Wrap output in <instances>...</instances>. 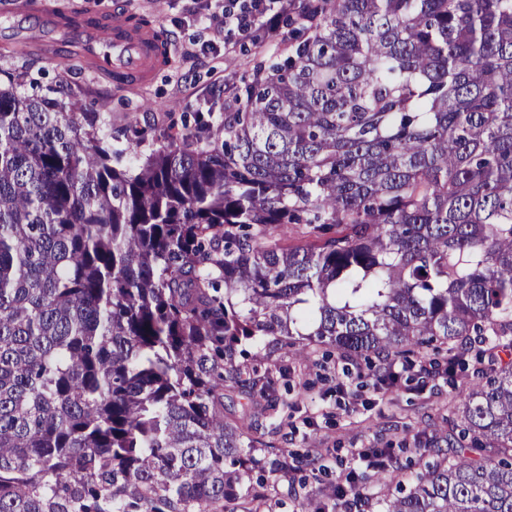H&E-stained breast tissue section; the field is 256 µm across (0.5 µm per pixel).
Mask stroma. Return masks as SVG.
Instances as JSON below:
<instances>
[{
    "instance_id": "obj_1",
    "label": "stroma",
    "mask_w": 512,
    "mask_h": 512,
    "mask_svg": "<svg viewBox=\"0 0 512 512\" xmlns=\"http://www.w3.org/2000/svg\"><path fill=\"white\" fill-rule=\"evenodd\" d=\"M132 11L149 18L173 40L169 65L155 73L145 86H116L107 72L85 69L69 55H46L39 45L24 40L16 24L22 0H0V83L8 74H24L43 93L64 106L79 105L96 113L112 143L124 145L126 130H145L143 153L166 144L180 132L186 116L210 114L212 122L224 118L244 78L258 63L287 55L290 39L270 45L263 30L254 29L232 53L212 45L211 17L215 0H127ZM266 367L291 368L289 387L278 391V405L259 420L257 435L277 448L321 455L328 468L320 480L283 477L270 483L261 501H239L237 512H299L305 495L333 503L337 484L354 455L389 439L416 430L441 431L453 418L448 405L445 377L431 380L418 390L401 387L378 393L366 387L359 368L336 350L321 345L310 348L309 358L292 356L287 348L259 349ZM360 389L363 402L352 406L336 395L337 383Z\"/></svg>"
}]
</instances>
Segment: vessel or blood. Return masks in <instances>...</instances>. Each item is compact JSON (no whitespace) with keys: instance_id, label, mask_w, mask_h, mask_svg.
<instances>
[{"instance_id":"obj_1","label":"vessel or blood","mask_w":512,"mask_h":512,"mask_svg":"<svg viewBox=\"0 0 512 512\" xmlns=\"http://www.w3.org/2000/svg\"><path fill=\"white\" fill-rule=\"evenodd\" d=\"M33 32L55 34L57 50L79 51L91 64L103 66L125 84H142L165 66L169 46L163 45L156 27L134 23L125 0H117L111 13L93 21L78 20L72 26L61 23L51 9L31 11Z\"/></svg>"}]
</instances>
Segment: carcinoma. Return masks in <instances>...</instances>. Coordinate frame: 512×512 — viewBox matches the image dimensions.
I'll return each mask as SVG.
<instances>
[{"label": "carcinoma", "instance_id": "obj_1", "mask_svg": "<svg viewBox=\"0 0 512 512\" xmlns=\"http://www.w3.org/2000/svg\"><path fill=\"white\" fill-rule=\"evenodd\" d=\"M312 34L147 155L0 87V512H226L298 457L242 346L472 370L371 452L376 512H512V0H307ZM304 238L285 244L288 230ZM294 465H289V462ZM256 402L261 406L266 404V402L258 395H255V397L252 399L237 389L229 387L224 388V416H229V414L239 415L241 412L250 408L252 404H255Z\"/></svg>", "mask_w": 512, "mask_h": 512}]
</instances>
